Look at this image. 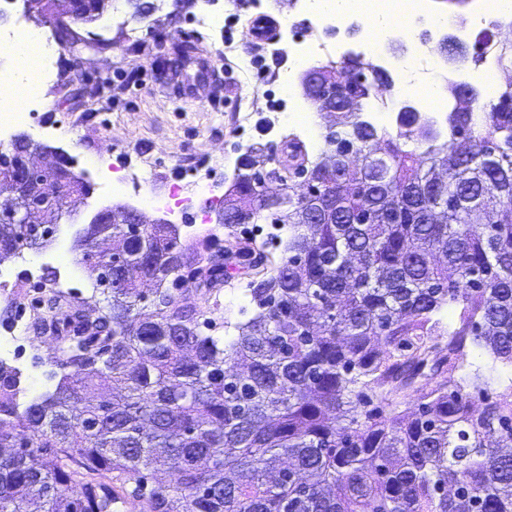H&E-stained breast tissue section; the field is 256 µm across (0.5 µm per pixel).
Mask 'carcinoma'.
<instances>
[{
	"mask_svg": "<svg viewBox=\"0 0 512 512\" xmlns=\"http://www.w3.org/2000/svg\"><path fill=\"white\" fill-rule=\"evenodd\" d=\"M26 2L57 25L51 0ZM109 2L87 0L74 21ZM320 70L334 129L321 150L289 139L277 160L316 182L272 208L248 154L224 195L236 223L288 227L281 256L259 253L256 312L202 334L224 283L211 245L183 243L176 224L111 225L123 249L82 254L112 297L96 329L55 297L38 318L62 343L54 390L26 399L0 362V448L14 449L0 456V512H119L129 498L137 512H512V386L477 409L454 379L468 344L512 367V90L477 112L450 85L449 143L417 154L404 149L416 113L394 134L360 119L368 64ZM351 150L362 163L344 172L333 158ZM184 269L208 274L205 306L140 288L176 287ZM377 389L417 408L375 411ZM172 459L175 480L148 483Z\"/></svg>",
	"mask_w": 512,
	"mask_h": 512,
	"instance_id": "1",
	"label": "carcinoma"
}]
</instances>
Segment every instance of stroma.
I'll use <instances>...</instances> for the list:
<instances>
[{"label":"stroma","instance_id":"35a3bbf8","mask_svg":"<svg viewBox=\"0 0 512 512\" xmlns=\"http://www.w3.org/2000/svg\"><path fill=\"white\" fill-rule=\"evenodd\" d=\"M226 0H146L151 11L139 17L133 0L113 6L95 24L75 25L78 46L60 48L61 68H68L73 55H81L84 66L78 78L62 77L56 89L47 90L38 112L28 124L15 129V136H30L35 142L60 150L72 157L76 170L91 173L101 158V144L112 130L124 131L125 140L118 154L132 157L143 168L140 199L131 200L141 208L144 197L163 196L173 187L193 191L197 180L214 185L216 199L206 205V223L181 228L183 240L192 241L218 230L216 247L231 261L233 278L220 293L221 317L239 320V308L252 279L254 256L242 255L249 241L264 244L266 251L281 254L279 226L252 224L217 229L218 200L231 185L239 158L252 148L281 150L288 130L275 123L305 95L295 85L292 96L279 104L271 99L277 92L269 79L254 80L250 90L260 101L251 122L238 129L230 121L242 93L238 63L255 55L257 47L241 35L240 26L224 25L201 31L192 22L193 14L223 9ZM232 40L234 53L225 57L224 42ZM163 42L192 45L187 61L160 73L157 60L140 51L139 43ZM116 198L92 188L83 204L76 206L73 218L63 223L54 242L41 249H22L12 256V278L28 274L29 286L39 285L43 276L55 271V258L67 255L70 285L62 289L63 303L81 306L90 299L97 310H105V295L95 289V277L80 262L78 237L91 216ZM49 331L27 323L23 333L0 324V358L22 371L21 385L34 397L53 389L58 367V342L50 341Z\"/></svg>","mask_w":512,"mask_h":512}]
</instances>
